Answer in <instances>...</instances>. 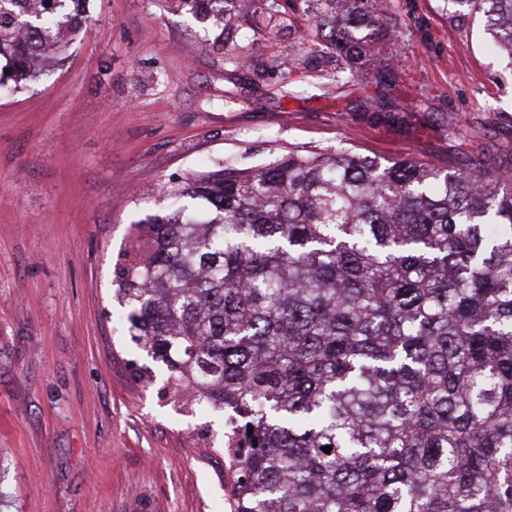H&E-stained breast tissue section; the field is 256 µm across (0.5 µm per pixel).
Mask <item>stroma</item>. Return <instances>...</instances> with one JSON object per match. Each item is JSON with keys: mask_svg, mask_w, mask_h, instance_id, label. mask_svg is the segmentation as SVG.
I'll use <instances>...</instances> for the list:
<instances>
[{"mask_svg": "<svg viewBox=\"0 0 512 512\" xmlns=\"http://www.w3.org/2000/svg\"><path fill=\"white\" fill-rule=\"evenodd\" d=\"M230 8L228 29L177 0H87L63 62L0 78V512H227L223 414L164 396L112 287L163 187L296 149L512 172V62L483 13L382 0L381 85L343 73L305 0ZM368 98L405 126L352 119Z\"/></svg>", "mask_w": 512, "mask_h": 512, "instance_id": "1", "label": "stroma"}]
</instances>
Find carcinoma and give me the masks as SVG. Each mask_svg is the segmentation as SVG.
I'll return each mask as SVG.
<instances>
[{
    "label": "carcinoma",
    "mask_w": 512,
    "mask_h": 512,
    "mask_svg": "<svg viewBox=\"0 0 512 512\" xmlns=\"http://www.w3.org/2000/svg\"><path fill=\"white\" fill-rule=\"evenodd\" d=\"M85 2L0 0L12 80L65 50ZM180 2L231 24L229 0ZM457 2L512 60V0ZM316 24L352 75L384 20L324 0ZM166 196L112 284L182 407L224 413L228 512H512L511 180L290 150Z\"/></svg>",
    "instance_id": "1"
}]
</instances>
